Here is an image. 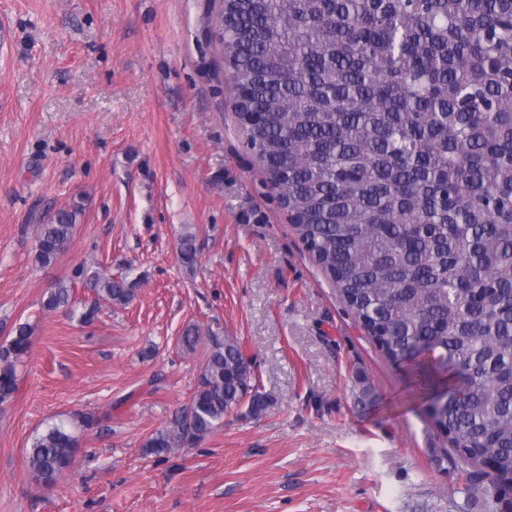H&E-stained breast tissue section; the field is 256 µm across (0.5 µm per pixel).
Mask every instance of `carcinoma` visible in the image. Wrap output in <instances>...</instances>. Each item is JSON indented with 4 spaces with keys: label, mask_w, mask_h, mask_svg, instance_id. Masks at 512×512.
Returning a JSON list of instances; mask_svg holds the SVG:
<instances>
[{
    "label": "carcinoma",
    "mask_w": 512,
    "mask_h": 512,
    "mask_svg": "<svg viewBox=\"0 0 512 512\" xmlns=\"http://www.w3.org/2000/svg\"><path fill=\"white\" fill-rule=\"evenodd\" d=\"M248 139L315 263L366 335L426 401L441 450L462 481L502 512L512 484V0H221L210 16ZM84 205L42 225L37 261L53 262ZM192 266L196 236L180 237ZM78 276L98 297L131 301L123 278ZM73 281L43 300L69 304ZM31 330L0 347V405L18 390ZM207 352L197 387L144 443L162 457L193 448L267 397L237 337L187 326L181 346ZM431 349L434 358L422 356ZM74 428L48 427L26 449L46 486L70 468ZM490 459L495 474L480 464Z\"/></svg>",
    "instance_id": "1"
}]
</instances>
